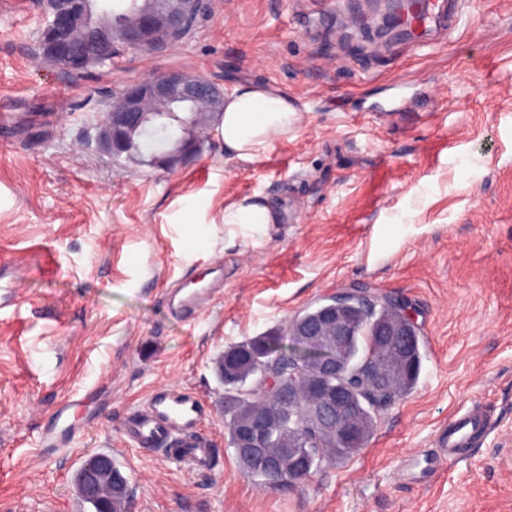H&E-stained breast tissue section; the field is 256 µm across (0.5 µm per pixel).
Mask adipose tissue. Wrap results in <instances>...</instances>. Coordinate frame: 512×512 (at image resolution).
Returning a JSON list of instances; mask_svg holds the SVG:
<instances>
[{
  "mask_svg": "<svg viewBox=\"0 0 512 512\" xmlns=\"http://www.w3.org/2000/svg\"><path fill=\"white\" fill-rule=\"evenodd\" d=\"M298 107L294 99L269 86L241 82L224 95V111L214 120L216 138L227 157L251 161L273 144L297 130ZM276 217L265 201L243 197L225 205L220 222L228 242L262 238Z\"/></svg>",
  "mask_w": 512,
  "mask_h": 512,
  "instance_id": "obj_1",
  "label": "adipose tissue"
}]
</instances>
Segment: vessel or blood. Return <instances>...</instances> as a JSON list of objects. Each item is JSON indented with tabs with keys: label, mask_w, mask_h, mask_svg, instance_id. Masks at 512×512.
<instances>
[{
	"label": "vessel or blood",
	"mask_w": 512,
	"mask_h": 512,
	"mask_svg": "<svg viewBox=\"0 0 512 512\" xmlns=\"http://www.w3.org/2000/svg\"><path fill=\"white\" fill-rule=\"evenodd\" d=\"M460 17L458 0H437L430 5L425 21L442 31H452ZM212 301V291L200 289L174 304L175 313L184 321L199 318ZM70 404L57 406L38 434L43 449L60 450L72 445L81 431L69 417ZM208 414L201 398L191 389L175 383L156 386L143 403L129 408L121 430L127 441L138 448H168L170 459L193 472L207 471L214 457L209 440L199 433ZM488 416L479 407L458 410L443 428L438 446L443 455L456 458L474 447L487 434Z\"/></svg>",
	"instance_id": "obj_1"
}]
</instances>
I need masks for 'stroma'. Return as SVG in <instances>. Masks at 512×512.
Here are the masks:
<instances>
[{
  "instance_id": "obj_1",
  "label": "stroma",
  "mask_w": 512,
  "mask_h": 512,
  "mask_svg": "<svg viewBox=\"0 0 512 512\" xmlns=\"http://www.w3.org/2000/svg\"><path fill=\"white\" fill-rule=\"evenodd\" d=\"M205 3L182 40L76 74L41 58L43 0H0V512H85L75 475L96 453L127 478L130 512H512V0H464L458 27L421 43L358 29L351 48L336 33L348 0ZM174 69L279 89L300 125L252 162L212 137L170 169L99 153L122 86ZM252 195L278 215L256 243L170 221L187 197ZM203 281L216 299L191 326L169 294ZM348 290L410 308L418 383L353 457L260 486L229 445L215 362ZM163 382L210 405L214 470L122 436L126 407ZM61 402L84 432L39 450ZM476 403L485 443L409 482L404 459Z\"/></svg>"
}]
</instances>
